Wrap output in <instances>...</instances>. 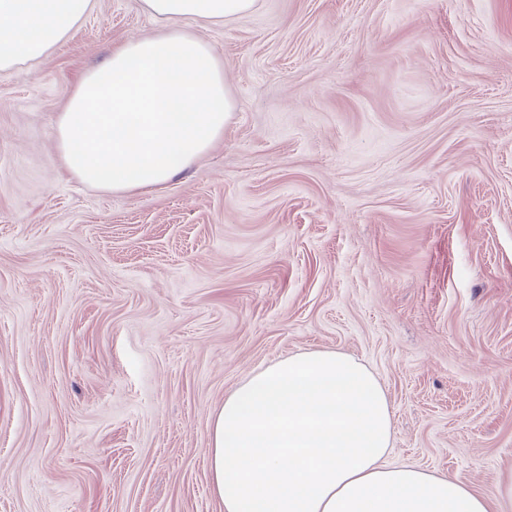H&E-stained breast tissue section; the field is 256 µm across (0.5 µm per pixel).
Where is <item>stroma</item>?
<instances>
[{
	"instance_id": "1",
	"label": "stroma",
	"mask_w": 512,
	"mask_h": 512,
	"mask_svg": "<svg viewBox=\"0 0 512 512\" xmlns=\"http://www.w3.org/2000/svg\"><path fill=\"white\" fill-rule=\"evenodd\" d=\"M94 0L0 71V512H224L210 423L332 349L391 407L385 458L493 494L512 472V0H257L195 24L234 109L162 187L55 164L83 74L159 31Z\"/></svg>"
}]
</instances>
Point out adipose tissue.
I'll list each match as a JSON object with an SVG mask.
<instances>
[{
	"label": "adipose tissue",
	"instance_id": "adipose-tissue-1",
	"mask_svg": "<svg viewBox=\"0 0 512 512\" xmlns=\"http://www.w3.org/2000/svg\"><path fill=\"white\" fill-rule=\"evenodd\" d=\"M165 28L113 48L55 123L56 158L112 194L158 187L224 136L233 100L215 49L186 25L221 24L256 0H142ZM92 0H0V70L69 38ZM392 414L380 382L336 350L298 352L252 374L211 423V491L224 512H512L453 478L384 464Z\"/></svg>",
	"mask_w": 512,
	"mask_h": 512
}]
</instances>
